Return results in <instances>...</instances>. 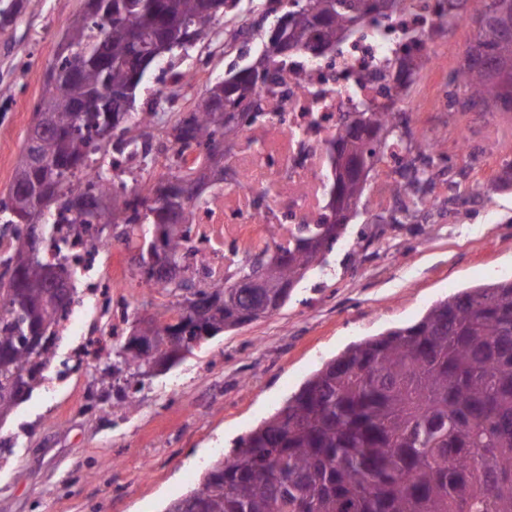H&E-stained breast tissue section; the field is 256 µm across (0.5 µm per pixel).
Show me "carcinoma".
<instances>
[{"mask_svg":"<svg viewBox=\"0 0 512 512\" xmlns=\"http://www.w3.org/2000/svg\"><path fill=\"white\" fill-rule=\"evenodd\" d=\"M216 0H112V16L85 13L59 43L34 107L0 224L20 223L18 185L47 191L44 207L59 208L97 233L112 226L190 223L201 199L195 169L178 159L168 165L170 185L138 193L107 207L125 184L111 182L97 164L102 128L111 120L112 150H139L152 113L131 112L149 67L206 39L224 9ZM275 14L286 22L284 41L267 57L318 54L328 37L341 35L370 14L383 15L396 0H287ZM475 54L457 73L468 100L494 101L512 112V0H490L476 19ZM249 67L231 71L236 83H212L206 95L221 106L188 112L173 127L176 146L210 158L233 138L245 117L240 107L271 75ZM384 112H353L340 128L328 219L302 224L271 256L248 262L231 280L197 287L176 279L188 251L181 231L161 242L135 245L147 279L175 294L165 311L140 322L121 346L109 377L124 370L148 373L165 354L164 341L189 350L201 341L253 322L257 280L276 297L262 318L276 314L306 274L333 251L366 193L364 173L378 160L370 138L387 131ZM93 179L80 182L78 173ZM399 192L425 194L427 171L406 164ZM28 243L16 235L0 256V419L19 396L39 387L52 366L62 321L72 303L39 279L18 286ZM170 263L153 272L149 255ZM168 512H512V280L466 288L433 304L416 323L350 345L316 370L301 389L217 462L198 488Z\"/></svg>","mask_w":512,"mask_h":512,"instance_id":"carcinoma-1","label":"carcinoma"}]
</instances>
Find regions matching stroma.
I'll return each instance as SVG.
<instances>
[{"label":"stroma","mask_w":512,"mask_h":512,"mask_svg":"<svg viewBox=\"0 0 512 512\" xmlns=\"http://www.w3.org/2000/svg\"><path fill=\"white\" fill-rule=\"evenodd\" d=\"M83 3L25 0L15 21L0 27V199L13 181L45 73ZM257 16L256 0H241L209 38L177 57V65L202 71L205 81L155 113L157 129L169 131L206 84L229 71L225 30ZM424 119L470 127L484 144L512 149V112H428ZM435 178L466 188V195L399 224L361 211L326 265L294 288L278 313L212 337L169 370L143 378L132 410L122 405L123 380H102L101 372L134 325L171 297L157 284L140 287L135 251L118 230H107L112 249L95 276L105 286L123 274L135 281L129 314L109 332L87 307L85 278H76L86 330L104 335L105 348L66 378L38 387L0 427V439L14 445L0 462V512H164L198 486L209 462L231 454L350 344L413 324L463 289L511 280L512 186L491 189L453 157L436 165Z\"/></svg>","instance_id":"obj_1"}]
</instances>
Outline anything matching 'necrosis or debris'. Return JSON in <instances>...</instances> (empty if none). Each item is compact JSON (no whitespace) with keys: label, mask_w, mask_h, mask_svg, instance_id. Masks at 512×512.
<instances>
[{"label":"necrosis or debris","mask_w":512,"mask_h":512,"mask_svg":"<svg viewBox=\"0 0 512 512\" xmlns=\"http://www.w3.org/2000/svg\"><path fill=\"white\" fill-rule=\"evenodd\" d=\"M390 14L371 16L318 57L294 54L274 62L272 85L257 88L234 139L224 144L223 172L205 192L187 229L194 243L187 265L204 283H221L256 254L285 243L299 225L318 223L327 205L329 145L352 112L406 115L424 103L401 92V61L442 69L440 33L448 19L484 9L486 0H461L447 17L444 0H399ZM407 155L387 145L371 170L373 209L409 210L394 185Z\"/></svg>","instance_id":"4bbe7bcc"}]
</instances>
